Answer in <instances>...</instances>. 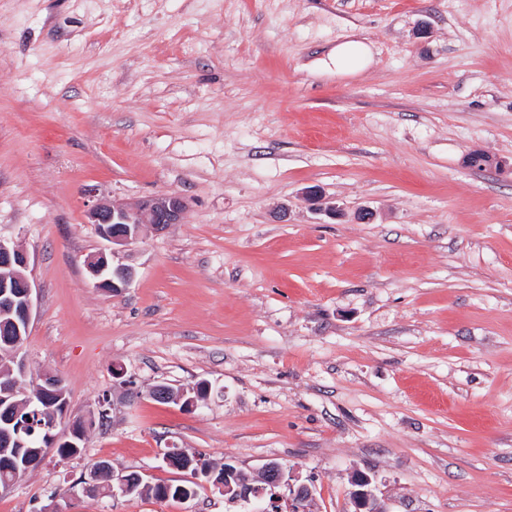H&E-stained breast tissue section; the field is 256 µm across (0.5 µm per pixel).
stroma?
<instances>
[{
  "mask_svg": "<svg viewBox=\"0 0 512 512\" xmlns=\"http://www.w3.org/2000/svg\"><path fill=\"white\" fill-rule=\"evenodd\" d=\"M347 39L373 58L340 75ZM166 192L182 223L95 287L88 206ZM0 238L30 257L59 438L108 399L0 512H243L83 490L101 460L181 483L172 448L281 462L315 512H350L356 472L387 512H512V0H0ZM202 380L195 409L148 395Z\"/></svg>",
  "mask_w": 512,
  "mask_h": 512,
  "instance_id": "stroma-1",
  "label": "stroma"
}]
</instances>
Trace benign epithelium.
I'll list each match as a JSON object with an SVG mask.
<instances>
[{"label": "benign epithelium", "instance_id": "benign-epithelium-1", "mask_svg": "<svg viewBox=\"0 0 512 512\" xmlns=\"http://www.w3.org/2000/svg\"><path fill=\"white\" fill-rule=\"evenodd\" d=\"M187 210L186 200L177 193L148 196L134 205L117 201H96L86 210L87 223L95 226L98 234L112 246L125 247L151 229L160 232L171 224L182 222ZM89 274L99 288L112 286L119 294L128 287L133 270L124 265H113L112 255L100 251L86 262ZM0 269L9 274L0 277V306L13 315L15 327L29 326L33 312L34 284L30 278L29 258L19 247L0 239ZM30 432L21 412L11 410L0 417V437L5 444L16 448L27 447ZM286 466L269 462L256 474L243 473L230 463H224V485L220 489L233 503L249 507V512H269L274 505L286 504L292 512L300 504H313L311 487L299 482L293 475H285ZM351 493L354 512H387L384 502L371 487V479L353 477Z\"/></svg>", "mask_w": 512, "mask_h": 512}]
</instances>
